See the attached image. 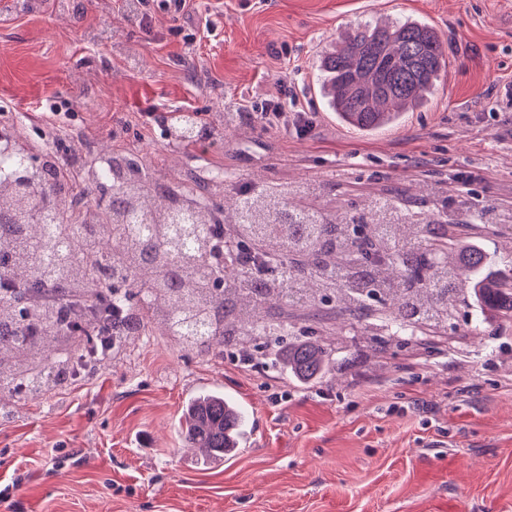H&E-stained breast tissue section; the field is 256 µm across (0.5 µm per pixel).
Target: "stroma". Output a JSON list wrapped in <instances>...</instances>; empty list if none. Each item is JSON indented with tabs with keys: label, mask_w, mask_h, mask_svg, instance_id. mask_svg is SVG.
I'll return each instance as SVG.
<instances>
[{
	"label": "stroma",
	"mask_w": 512,
	"mask_h": 512,
	"mask_svg": "<svg viewBox=\"0 0 512 512\" xmlns=\"http://www.w3.org/2000/svg\"><path fill=\"white\" fill-rule=\"evenodd\" d=\"M0 0V128L33 154L58 141L85 158L137 154L160 174L224 175V204L286 184L343 224H460L512 266V0H152L150 27L123 0ZM435 28L448 66L426 102L365 134L319 91V61L354 26ZM296 94L305 137L261 120ZM61 115L46 119L47 104ZM196 113L179 145L154 115ZM271 323L335 348L336 368L301 383L263 366L260 343L224 356L162 332L40 396L0 390V512H512V317L461 301L441 333L391 335L335 293L274 307ZM219 391L249 414L231 459L197 460L177 422Z\"/></svg>",
	"instance_id": "obj_1"
}]
</instances>
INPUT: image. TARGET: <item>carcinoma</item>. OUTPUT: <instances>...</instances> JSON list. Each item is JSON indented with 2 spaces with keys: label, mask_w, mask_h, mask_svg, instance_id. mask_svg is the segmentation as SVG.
Listing matches in <instances>:
<instances>
[{
  "label": "carcinoma",
  "mask_w": 512,
  "mask_h": 512,
  "mask_svg": "<svg viewBox=\"0 0 512 512\" xmlns=\"http://www.w3.org/2000/svg\"><path fill=\"white\" fill-rule=\"evenodd\" d=\"M446 66L435 30L395 21L357 27L321 57L319 70L330 109L347 125L371 131L415 110ZM170 137L177 144L197 142L196 117L181 116ZM59 159L54 148L40 155L19 149L0 156V169L22 166L28 173L10 191L23 202L0 205V244L21 245V262L31 270L26 287L0 298V389L40 396L83 371L94 372L102 360L116 358L130 337L154 325L180 348L200 354H222L258 338L277 346L290 329L286 323L271 327L265 306L304 307L325 291H340L353 314L374 298L385 300L380 317L410 333L424 326L443 328L465 282L485 309L512 314V274L485 275L486 256L477 248L460 249L448 260L452 246L439 245L430 224H370L357 238L349 225L310 213L305 233L297 236L284 221L304 209L291 205L297 193L286 184L243 197L226 214L224 205L206 202L184 186L148 190L151 176L129 155L116 156L107 167L88 168L87 192L109 198L89 218L74 210L81 199L59 175ZM104 233L121 242L110 268L71 254L65 245L73 236L95 239ZM228 233L235 247L224 252V266L217 268L210 262L214 238ZM249 251L294 262L289 285L241 267L238 258ZM89 276L107 288L95 307L116 309L123 320L110 326L91 316L84 325L89 336L78 343V352L44 369L27 364L28 353L61 325L56 310L31 302L47 283L71 292ZM333 352L330 344L298 339L288 344L286 363L294 375L313 379L336 367ZM245 428L242 409L218 391L195 396L178 425L184 443L215 460L236 450Z\"/></svg>",
  "instance_id": "obj_1"
}]
</instances>
